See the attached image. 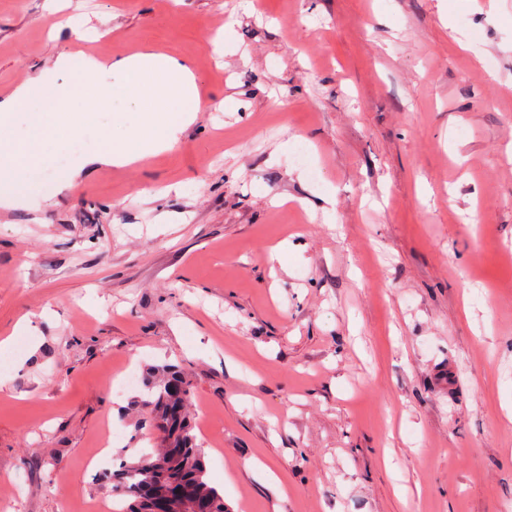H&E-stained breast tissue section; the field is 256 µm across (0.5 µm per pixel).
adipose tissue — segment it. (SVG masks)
I'll list each match as a JSON object with an SVG mask.
<instances>
[{
	"label": "adipose tissue",
	"mask_w": 512,
	"mask_h": 512,
	"mask_svg": "<svg viewBox=\"0 0 512 512\" xmlns=\"http://www.w3.org/2000/svg\"><path fill=\"white\" fill-rule=\"evenodd\" d=\"M204 107L193 68L167 53L61 51L0 98V207L16 205L30 175L73 140L95 139V160L124 167L170 148Z\"/></svg>",
	"instance_id": "obj_1"
}]
</instances>
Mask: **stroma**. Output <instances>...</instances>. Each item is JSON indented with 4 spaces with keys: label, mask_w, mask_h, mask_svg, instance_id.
<instances>
[{
    "label": "stroma",
    "mask_w": 512,
    "mask_h": 512,
    "mask_svg": "<svg viewBox=\"0 0 512 512\" xmlns=\"http://www.w3.org/2000/svg\"><path fill=\"white\" fill-rule=\"evenodd\" d=\"M64 14L0 0V97L67 48L162 50L210 107L135 165L75 145L74 189L52 164L0 208V512H107L102 470L152 433L123 372L165 363L228 512H503L512 0Z\"/></svg>",
    "instance_id": "35a3bbf8"
}]
</instances>
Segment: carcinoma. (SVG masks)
<instances>
[{
  "mask_svg": "<svg viewBox=\"0 0 512 512\" xmlns=\"http://www.w3.org/2000/svg\"><path fill=\"white\" fill-rule=\"evenodd\" d=\"M144 390V420L151 423L157 441L151 448L133 451L132 461L109 474L119 504L113 512H148L147 503L137 496L138 489L150 482L160 487L170 481L183 484L190 500L208 502L211 512H227L224 496L207 478L204 455L192 434L187 413L189 381L174 365L154 366Z\"/></svg>",
  "mask_w": 512,
  "mask_h": 512,
  "instance_id": "cac0c4a2",
  "label": "carcinoma"
}]
</instances>
